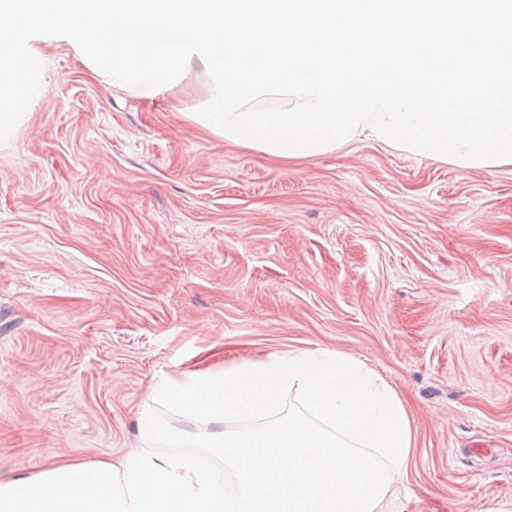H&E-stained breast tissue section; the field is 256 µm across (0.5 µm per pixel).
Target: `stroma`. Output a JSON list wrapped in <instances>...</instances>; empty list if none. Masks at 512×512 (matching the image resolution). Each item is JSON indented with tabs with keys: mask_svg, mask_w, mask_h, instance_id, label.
Listing matches in <instances>:
<instances>
[{
	"mask_svg": "<svg viewBox=\"0 0 512 512\" xmlns=\"http://www.w3.org/2000/svg\"><path fill=\"white\" fill-rule=\"evenodd\" d=\"M29 47L52 89L0 145V469L115 461L160 378L319 349L413 419L385 512H512V165L277 161L190 120L200 69L146 99Z\"/></svg>",
	"mask_w": 512,
	"mask_h": 512,
	"instance_id": "obj_1",
	"label": "stroma"
}]
</instances>
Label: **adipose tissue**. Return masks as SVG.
<instances>
[{"label": "adipose tissue", "mask_w": 512, "mask_h": 512, "mask_svg": "<svg viewBox=\"0 0 512 512\" xmlns=\"http://www.w3.org/2000/svg\"><path fill=\"white\" fill-rule=\"evenodd\" d=\"M294 393L299 406L284 410ZM210 432L206 453L162 455L156 406ZM230 420L258 428L228 432ZM141 448L119 462L0 470V512H383L414 445L400 396L362 361L337 352L275 353L221 374L151 388Z\"/></svg>", "instance_id": "adipose-tissue-1"}]
</instances>
